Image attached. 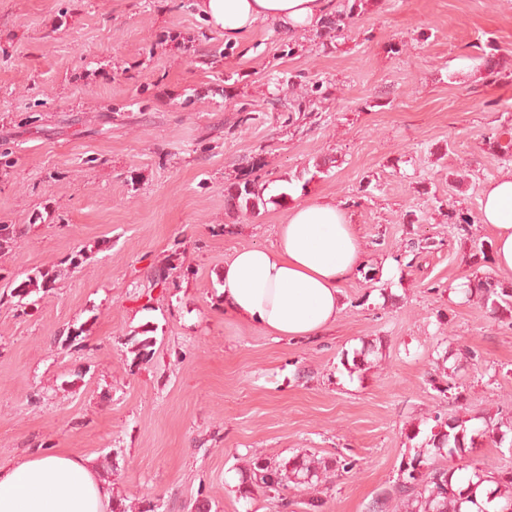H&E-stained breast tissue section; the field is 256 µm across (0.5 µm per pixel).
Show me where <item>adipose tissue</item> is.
Masks as SVG:
<instances>
[{
    "instance_id": "obj_1",
    "label": "adipose tissue",
    "mask_w": 512,
    "mask_h": 512,
    "mask_svg": "<svg viewBox=\"0 0 512 512\" xmlns=\"http://www.w3.org/2000/svg\"><path fill=\"white\" fill-rule=\"evenodd\" d=\"M199 7L225 41L240 40L259 23L289 34L316 28L332 0H201ZM478 220L493 236L498 275L512 274V170L480 190ZM367 253L344 206L328 198L291 208L270 247L236 251L224 264V314L271 336L306 339L336 322L344 285L358 277ZM112 486L89 459L66 452L0 462V512H109Z\"/></svg>"
}]
</instances>
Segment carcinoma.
Wrapping results in <instances>:
<instances>
[{"instance_id": "1", "label": "carcinoma", "mask_w": 512, "mask_h": 512, "mask_svg": "<svg viewBox=\"0 0 512 512\" xmlns=\"http://www.w3.org/2000/svg\"><path fill=\"white\" fill-rule=\"evenodd\" d=\"M360 2L362 0H353L343 10L335 11L327 21L328 28L342 32L349 15ZM261 168L260 162H253L244 178L227 187L229 205L240 212L253 214L265 204L264 184L255 175ZM471 295L491 304L493 314L512 317V288L500 281L488 275L481 276L474 281ZM434 422L430 436L400 466L391 490L373 501L372 512H383L393 497L401 500L406 512H463L465 504L475 506V512H512V469L497 473L483 470L473 457L477 444L475 436L468 434L465 422L444 420L439 415L435 416ZM484 423L482 434L488 436L495 447H502L506 432L501 430V423L491 419L484 420ZM465 452L472 454L469 464L465 465L469 472L459 474L446 464V460ZM353 468L352 462L339 457L315 458L306 453L288 459L260 456L251 461L249 475L242 479L239 493L243 498L255 491L273 493L282 502L292 486L310 488L332 475L349 473ZM486 481L496 485L493 495L499 499L491 511L481 506L476 497V490Z\"/></svg>"}]
</instances>
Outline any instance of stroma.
I'll use <instances>...</instances> for the list:
<instances>
[{
    "label": "stroma",
    "mask_w": 512,
    "mask_h": 512,
    "mask_svg": "<svg viewBox=\"0 0 512 512\" xmlns=\"http://www.w3.org/2000/svg\"><path fill=\"white\" fill-rule=\"evenodd\" d=\"M0 44V224L24 230L0 251L1 461L90 459L127 512H279L239 496L252 459L345 456L291 497L368 512L434 414L479 430L512 409V320L451 296L483 259L448 223L512 169L485 141L512 128V0H368L339 35L234 43L199 0H0ZM255 157L270 202L244 215L224 189ZM313 197L346 205L373 278L318 338L225 317V261ZM168 268L191 275L152 282ZM39 270L62 277L13 297Z\"/></svg>",
    "instance_id": "35a3bbf8"
}]
</instances>
